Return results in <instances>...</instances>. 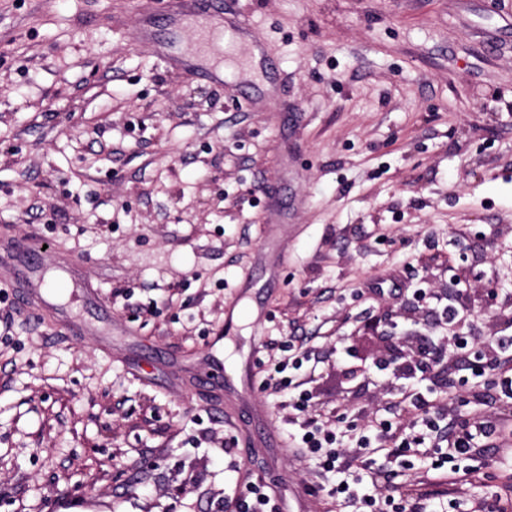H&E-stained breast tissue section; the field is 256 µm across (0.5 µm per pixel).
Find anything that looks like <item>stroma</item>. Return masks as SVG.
I'll use <instances>...</instances> for the list:
<instances>
[{
  "instance_id": "stroma-1",
  "label": "stroma",
  "mask_w": 512,
  "mask_h": 512,
  "mask_svg": "<svg viewBox=\"0 0 512 512\" xmlns=\"http://www.w3.org/2000/svg\"><path fill=\"white\" fill-rule=\"evenodd\" d=\"M168 13L0 0V259L45 239L66 292L0 302V512H219L271 471L336 512L286 446L279 345L350 346L305 389L354 417L401 385L386 335L448 333L412 289L456 279L468 331L512 335V0H224L274 63L237 86L160 60ZM456 466L462 498L512 492L511 450Z\"/></svg>"
}]
</instances>
